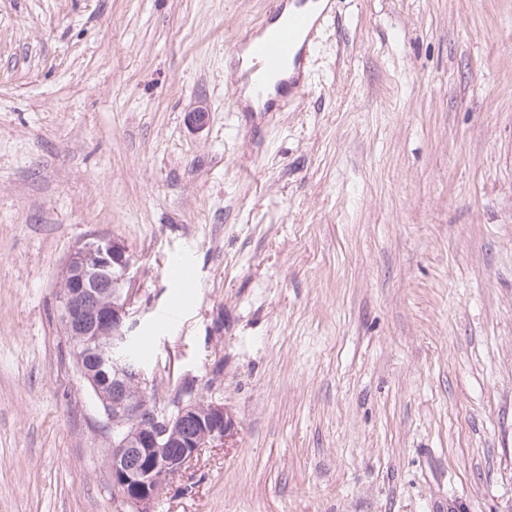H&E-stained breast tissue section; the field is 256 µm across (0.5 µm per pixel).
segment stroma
Wrapping results in <instances>:
<instances>
[{"label": "stroma", "mask_w": 512, "mask_h": 512, "mask_svg": "<svg viewBox=\"0 0 512 512\" xmlns=\"http://www.w3.org/2000/svg\"><path fill=\"white\" fill-rule=\"evenodd\" d=\"M268 2L0 0V512H128L56 302L101 237L157 402L234 423L156 512H512V0H335L236 112Z\"/></svg>", "instance_id": "35a3bbf8"}]
</instances>
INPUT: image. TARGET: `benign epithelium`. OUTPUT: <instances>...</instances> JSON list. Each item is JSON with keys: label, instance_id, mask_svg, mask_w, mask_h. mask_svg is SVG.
I'll list each match as a JSON object with an SVG mask.
<instances>
[{"label": "benign epithelium", "instance_id": "benign-epithelium-1", "mask_svg": "<svg viewBox=\"0 0 512 512\" xmlns=\"http://www.w3.org/2000/svg\"><path fill=\"white\" fill-rule=\"evenodd\" d=\"M130 258L109 238H97L74 251L63 270L68 286L57 292L58 316L75 349L92 363L112 369L116 386L133 381L149 385L139 363L127 354L130 326ZM106 277L110 288L97 283ZM102 413L112 429L110 469L112 488L131 512H154L165 483L185 471L206 443H223L234 429L224 405L209 402L204 409L190 398L173 403L174 410L148 400L114 399L96 390ZM191 416L205 429L204 440H179L178 428ZM179 445L182 451L170 453ZM137 456L140 462L131 463Z\"/></svg>", "mask_w": 512, "mask_h": 512}]
</instances>
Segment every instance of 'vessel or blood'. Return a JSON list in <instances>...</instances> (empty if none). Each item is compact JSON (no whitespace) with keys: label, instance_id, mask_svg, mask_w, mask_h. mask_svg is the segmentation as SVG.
<instances>
[{"label":"vessel or blood","instance_id":"vessel-or-blood-1","mask_svg":"<svg viewBox=\"0 0 512 512\" xmlns=\"http://www.w3.org/2000/svg\"><path fill=\"white\" fill-rule=\"evenodd\" d=\"M323 20L322 15L298 8L289 13L283 23L269 28L263 38L251 45L254 65L247 76L257 100L266 107L277 106L280 100L297 94L299 85L287 84L284 90L271 93V79L286 65L303 67L308 57L310 43Z\"/></svg>","mask_w":512,"mask_h":512}]
</instances>
